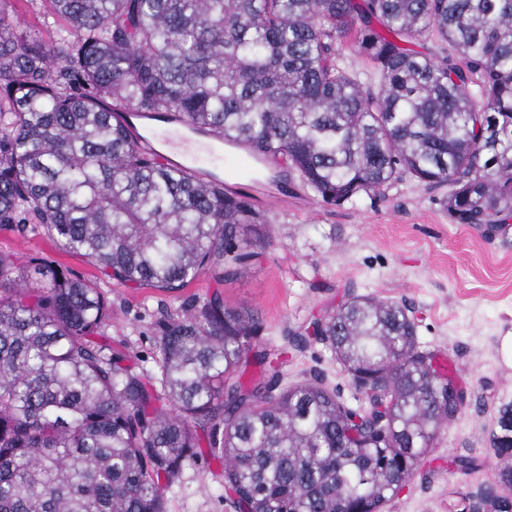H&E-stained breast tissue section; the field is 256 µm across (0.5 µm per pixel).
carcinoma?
<instances>
[{
  "instance_id": "1",
  "label": "carcinoma",
  "mask_w": 512,
  "mask_h": 512,
  "mask_svg": "<svg viewBox=\"0 0 512 512\" xmlns=\"http://www.w3.org/2000/svg\"><path fill=\"white\" fill-rule=\"evenodd\" d=\"M14 2L0 0V227H41L120 284L235 279L270 238L223 180L144 150L117 122L130 107L233 134L327 204L407 175L450 185L458 224L512 218V0H26L61 22L49 40L16 33ZM347 37L371 70L348 61ZM109 312L70 270L0 253V512H164L161 478L208 425L249 512H376L458 403L409 308L376 296L322 322L355 382L393 399L359 437L320 379L281 389L275 370L243 387L259 313L216 296L161 319L160 406L95 341Z\"/></svg>"
}]
</instances>
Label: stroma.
<instances>
[{
	"label": "stroma",
	"instance_id": "35a3bbf8",
	"mask_svg": "<svg viewBox=\"0 0 512 512\" xmlns=\"http://www.w3.org/2000/svg\"><path fill=\"white\" fill-rule=\"evenodd\" d=\"M279 192L286 204L264 208L270 243L247 274L222 282L205 272L175 298L104 278L93 263L39 230L22 235L0 228V253L23 266L42 258L96 281L111 308L98 342L124 351L154 382L161 377V313L183 317L215 294L260 314L253 353L278 352L289 332L353 296L407 303L419 351L443 366L464 399L382 512H460L463 500L512 497V487L498 480L499 471L512 466V448L494 444L501 411L512 404V361L502 352L504 339L512 337V225L488 236L454 223L444 204L448 187L430 188L406 176L383 196L363 195L340 206L295 181L282 183ZM281 372L282 386L319 378L348 406L365 401L327 344L288 354ZM461 458L472 460V468L459 467ZM162 486L166 512H236L224 463L209 453L186 460Z\"/></svg>",
	"mask_w": 512,
	"mask_h": 512
}]
</instances>
